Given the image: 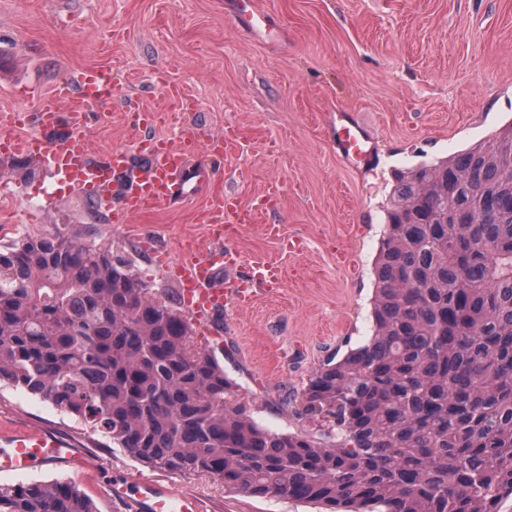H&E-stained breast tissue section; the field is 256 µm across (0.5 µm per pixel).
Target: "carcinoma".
<instances>
[{
	"mask_svg": "<svg viewBox=\"0 0 512 512\" xmlns=\"http://www.w3.org/2000/svg\"><path fill=\"white\" fill-rule=\"evenodd\" d=\"M373 335L260 427L170 299L112 248L57 234L0 247V384L149 467L327 512H499L512 497V123L394 172ZM0 512H96L69 482L0 485Z\"/></svg>",
	"mask_w": 512,
	"mask_h": 512,
	"instance_id": "1",
	"label": "carcinoma"
}]
</instances>
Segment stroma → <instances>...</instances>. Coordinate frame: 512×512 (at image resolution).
Returning a JSON list of instances; mask_svg holds the SVG:
<instances>
[{"instance_id":"obj_1","label":"stroma","mask_w":512,"mask_h":512,"mask_svg":"<svg viewBox=\"0 0 512 512\" xmlns=\"http://www.w3.org/2000/svg\"><path fill=\"white\" fill-rule=\"evenodd\" d=\"M284 28L285 43L251 35L226 0H0V113L33 112L59 81L107 67L122 93L165 111L158 79L197 105L182 113L210 138L232 125L239 144L216 166L215 181L176 208L110 217L88 196L25 179L0 154V245L62 233L110 246L154 291L179 298L161 259L210 244L197 211L232 192L254 208L267 183L283 188L253 224L225 240L246 277L254 260L279 265L284 286L258 290L245 310L220 315L218 359L254 420L276 432H306L294 413L309 375L373 334L375 262L394 171L487 141L512 123V0H257ZM345 110L371 134L373 162L345 164L331 116ZM173 125L139 126L120 102L95 108L86 134L93 153L132 150L143 136H173ZM277 224L281 236L263 227ZM352 254L355 272L337 260ZM23 430L71 439L89 458L81 470L44 465L0 473L2 484L75 483L97 512H124L111 487L153 473L199 495L206 512H321L288 498L225 491L208 475L186 476L107 448L75 418L8 385L0 386V438Z\"/></svg>"}]
</instances>
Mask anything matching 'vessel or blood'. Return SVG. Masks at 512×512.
<instances>
[{"label": "vessel or blood", "mask_w": 512, "mask_h": 512, "mask_svg": "<svg viewBox=\"0 0 512 512\" xmlns=\"http://www.w3.org/2000/svg\"><path fill=\"white\" fill-rule=\"evenodd\" d=\"M231 4L250 31L278 32L274 19L256 10L253 0H231ZM121 95L111 70L105 68L90 69L76 78L66 79L53 94L41 100L33 118L34 132L21 138L9 136L7 128L20 124L22 116L0 115V128L5 131L0 137V151L38 159L53 180L68 184L74 191L94 193L107 210L112 207V187L119 179L126 186L123 196L126 212L137 214L174 205L185 199L189 190L211 185V167H194L188 162L199 137L193 127L183 124L179 125L177 136L160 138L147 146L146 165H133L128 151L122 148L93 155L87 145L86 114L91 108L112 103ZM64 111L69 114V132L61 140H52ZM336 135L349 162L370 160V136L364 127L350 120L347 112L336 114ZM200 220L210 225L216 244L202 255L185 253L176 261L173 275L194 326L204 335L215 337L221 333L217 317L224 309L241 308L253 300L252 289L240 282L232 280L224 285L217 282L226 258L223 231L239 230L241 225L249 223L250 216L239 207L219 200L201 211ZM251 278L270 291L279 290L284 282L280 268L262 262L252 264ZM45 464L80 470L86 466L87 458L71 440L51 432L20 433L0 443V471L22 472ZM112 496L123 504L126 512H203L198 496L175 493L144 475L114 487Z\"/></svg>", "instance_id": "obj_1"}]
</instances>
